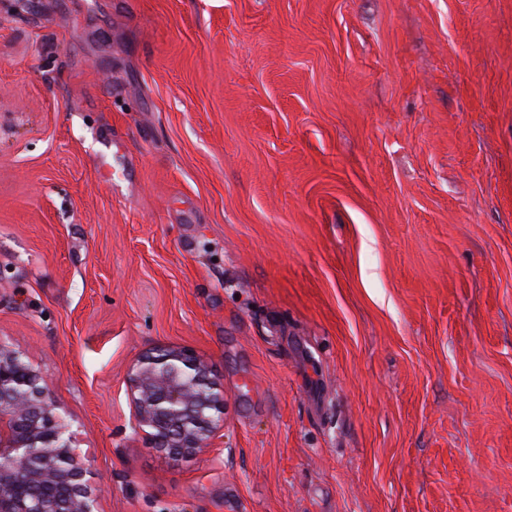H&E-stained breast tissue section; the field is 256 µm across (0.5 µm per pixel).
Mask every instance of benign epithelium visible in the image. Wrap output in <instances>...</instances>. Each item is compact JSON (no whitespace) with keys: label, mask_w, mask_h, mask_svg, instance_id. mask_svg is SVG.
<instances>
[{"label":"benign epithelium","mask_w":512,"mask_h":512,"mask_svg":"<svg viewBox=\"0 0 512 512\" xmlns=\"http://www.w3.org/2000/svg\"><path fill=\"white\" fill-rule=\"evenodd\" d=\"M38 381L0 344V512H97L73 433ZM128 383L136 428L169 455L208 447L224 424V388L188 348L144 353Z\"/></svg>","instance_id":"obj_1"}]
</instances>
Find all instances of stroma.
I'll return each instance as SVG.
<instances>
[{"mask_svg": "<svg viewBox=\"0 0 512 512\" xmlns=\"http://www.w3.org/2000/svg\"><path fill=\"white\" fill-rule=\"evenodd\" d=\"M0 342L99 512H512V0H0ZM128 383L136 428L169 455L208 447L224 424V388L191 349L166 346L144 353Z\"/></svg>", "mask_w": 512, "mask_h": 512, "instance_id": "obj_1", "label": "stroma"}]
</instances>
